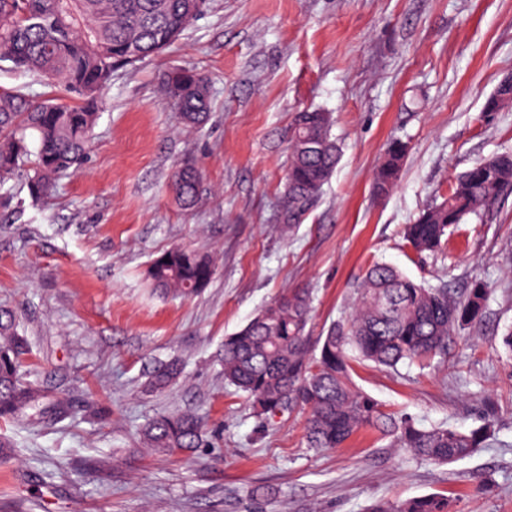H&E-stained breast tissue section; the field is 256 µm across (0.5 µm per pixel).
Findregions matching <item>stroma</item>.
Segmentation results:
<instances>
[{
  "mask_svg": "<svg viewBox=\"0 0 512 512\" xmlns=\"http://www.w3.org/2000/svg\"><path fill=\"white\" fill-rule=\"evenodd\" d=\"M174 68L205 75L206 120L185 125L164 96ZM512 73V0H204L159 56L118 70L87 157L55 195L31 202L24 179L0 185V307L61 421H0V512H364L431 493L458 512H512V189L416 256L401 231L476 160L512 152V107L484 109ZM331 113L339 164L296 224L284 218L293 116ZM408 152L394 190L373 193L393 139ZM193 160L203 179L180 206L168 185ZM209 254L210 285L164 296L145 278L163 251ZM384 261L410 277L494 288L489 314L431 368L355 367L386 410L430 426L496 436L445 466L406 461L378 434L308 447L302 411L271 421L224 382V339L281 291L310 289L311 336L347 317L353 287ZM178 362L175 384L146 385ZM191 413L209 446L145 448L157 415Z\"/></svg>",
  "mask_w": 512,
  "mask_h": 512,
  "instance_id": "obj_1",
  "label": "stroma"
}]
</instances>
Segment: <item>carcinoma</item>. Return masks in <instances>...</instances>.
Listing matches in <instances>:
<instances>
[{
	"label": "carcinoma",
	"instance_id": "obj_1",
	"mask_svg": "<svg viewBox=\"0 0 512 512\" xmlns=\"http://www.w3.org/2000/svg\"><path fill=\"white\" fill-rule=\"evenodd\" d=\"M203 0H0V62L35 72L62 87L67 101L36 100L20 91L0 92V182L27 171L32 201L52 195L59 179L81 167L100 116L102 91L120 68L174 44L192 24ZM163 89L184 121L197 124L210 105L211 86L199 73L174 69ZM512 94L496 88L483 111L499 112ZM332 117L318 109L294 118L286 176V220L293 224L328 182L339 162ZM408 146L389 144L373 181L378 197L394 189ZM202 175L191 162L174 173L172 191L182 205L198 196ZM512 188V155L475 161L451 182L448 193L405 225L403 239L417 254L442 252L448 237L478 218L502 191ZM211 259L174 247L149 266L152 285L165 294L192 296L213 276ZM493 288L476 278L462 290L431 285L394 266L375 262L356 286L350 316L311 341V295L282 292L246 325L224 339V381L249 396L259 416L307 411L308 447L339 448L371 430L405 458L444 465L470 457L490 438L487 425L463 431L451 425L421 426L406 414L387 412L353 380V363L377 367H428L448 345L480 325ZM24 343L12 314L0 309V420L36 409L40 390L26 379ZM177 365L149 372V385L165 389ZM146 447L160 453L192 452L208 444L193 414H163L143 432ZM367 512H454L451 499L430 494L396 502L376 501Z\"/></svg>",
	"mask_w": 512,
	"mask_h": 512
}]
</instances>
